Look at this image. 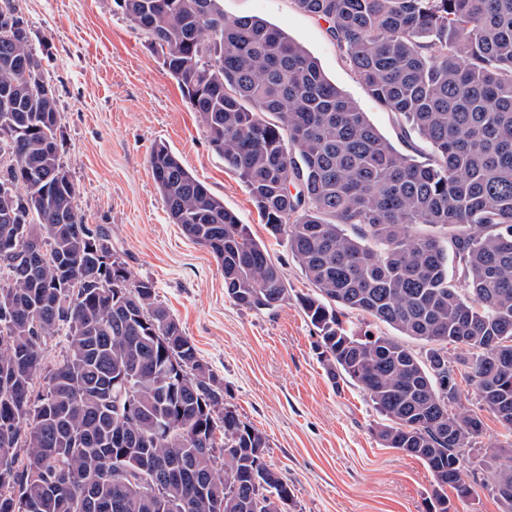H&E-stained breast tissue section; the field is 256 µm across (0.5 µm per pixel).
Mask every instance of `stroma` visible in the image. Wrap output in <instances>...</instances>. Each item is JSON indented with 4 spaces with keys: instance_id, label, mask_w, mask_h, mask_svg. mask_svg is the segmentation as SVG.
<instances>
[{
    "instance_id": "35a3bbf8",
    "label": "stroma",
    "mask_w": 512,
    "mask_h": 512,
    "mask_svg": "<svg viewBox=\"0 0 512 512\" xmlns=\"http://www.w3.org/2000/svg\"><path fill=\"white\" fill-rule=\"evenodd\" d=\"M14 4L57 91L60 155L76 186L78 215L110 229L131 277L154 283L158 300L223 379L227 401L266 435L267 464L294 490L290 512H426L427 466L383 447L374 434L380 417L365 392L328 378L316 330L296 301L311 284L116 0ZM224 11L262 17L301 42L327 79L405 149L399 127L364 91L324 21L293 0H224ZM160 141L265 243L288 283L287 302L255 312L228 297L216 260L171 222L154 184L149 154Z\"/></svg>"
}]
</instances>
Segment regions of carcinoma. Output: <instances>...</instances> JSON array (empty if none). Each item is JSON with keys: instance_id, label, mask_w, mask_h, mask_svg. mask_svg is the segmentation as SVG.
Masks as SVG:
<instances>
[{"instance_id": "obj_1", "label": "carcinoma", "mask_w": 512, "mask_h": 512, "mask_svg": "<svg viewBox=\"0 0 512 512\" xmlns=\"http://www.w3.org/2000/svg\"><path fill=\"white\" fill-rule=\"evenodd\" d=\"M116 2L286 238L314 288L298 301L328 375L366 393L385 418L384 447L427 465L429 512L456 509L450 488L468 503L476 486L461 471L484 431L469 394L512 432V0H294L417 136L424 162L265 19L228 17L224 0ZM2 16L0 512H288L293 491L265 461L264 433L224 400L153 282L131 279L109 230L78 215L55 88L10 0ZM149 164L170 219L213 255L237 306L288 300L249 225L166 144ZM31 243L34 265L23 257ZM347 310L427 349L359 336ZM55 336L64 350L48 365ZM450 346L469 357L448 356ZM490 466L512 512V452ZM157 467L163 479L146 484Z\"/></svg>"}]
</instances>
